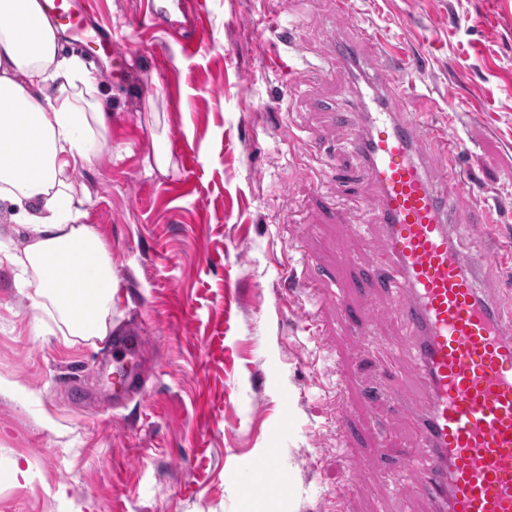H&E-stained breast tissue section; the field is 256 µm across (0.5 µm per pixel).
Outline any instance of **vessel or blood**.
Returning a JSON list of instances; mask_svg holds the SVG:
<instances>
[{"label":"vessel or blood","mask_w":512,"mask_h":512,"mask_svg":"<svg viewBox=\"0 0 512 512\" xmlns=\"http://www.w3.org/2000/svg\"><path fill=\"white\" fill-rule=\"evenodd\" d=\"M42 5L70 33L88 25L80 0ZM334 54L341 69L357 70L354 96L346 109L323 100L313 108L339 127L348 109L361 114L351 151L370 183L367 211L381 233L368 278L412 336L410 363L424 393L395 405L418 429L404 493L431 512H512V312L498 301L503 288L479 273L482 263L512 258V243L480 261L455 245L450 200L469 193V180L458 143L428 125L424 103L403 81L406 44H380L364 30L337 39ZM322 295L351 334L370 335L373 314L352 313L339 285ZM144 350V336L113 334L115 392L145 394V373L135 367Z\"/></svg>","instance_id":"vessel-or-blood-1"}]
</instances>
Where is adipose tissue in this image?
I'll list each match as a JSON object with an SVG mask.
<instances>
[{
	"label": "adipose tissue",
	"instance_id": "ef3b65f1",
	"mask_svg": "<svg viewBox=\"0 0 512 512\" xmlns=\"http://www.w3.org/2000/svg\"><path fill=\"white\" fill-rule=\"evenodd\" d=\"M78 55L59 53L40 0H0V201L28 231L21 250H0L36 288L31 305L62 336L109 333L112 258L86 221L88 193L70 173L111 153L112 103Z\"/></svg>",
	"mask_w": 512,
	"mask_h": 512
}]
</instances>
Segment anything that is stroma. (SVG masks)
I'll list each match as a JSON object with an SVG mask.
<instances>
[{
	"instance_id": "1",
	"label": "stroma",
	"mask_w": 512,
	"mask_h": 512,
	"mask_svg": "<svg viewBox=\"0 0 512 512\" xmlns=\"http://www.w3.org/2000/svg\"><path fill=\"white\" fill-rule=\"evenodd\" d=\"M90 2L88 29L59 46L98 70L112 152L71 180L89 190L112 257V327L146 338L147 393L115 403L107 340L43 329L31 287L0 266V512H428L401 494L405 461L373 447L377 431L396 450L413 440L387 374L415 381L386 297L359 291L340 263L380 249L375 225L356 240L335 216L358 213L369 189L344 192L303 144L343 147L346 129L311 102L345 78L280 67L292 51L279 29L294 20L300 48L328 57L329 0H205L201 23L194 0ZM104 23L116 29L108 57L92 51ZM360 28L422 59L411 79L428 122L478 160L472 199L497 205L500 222L460 232L459 247L479 256L512 237V0H350L341 31ZM290 83L301 93L286 100ZM158 137L164 174L148 162ZM292 267L336 275L354 306L371 304L372 335L340 331L335 307L290 290ZM353 456L381 480L356 482ZM266 467L276 484L249 497Z\"/></svg>"
}]
</instances>
